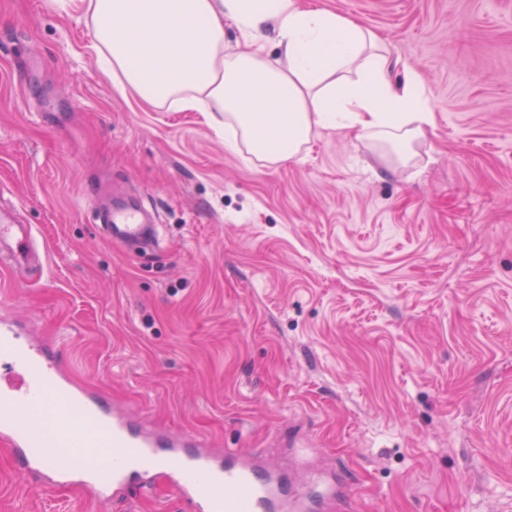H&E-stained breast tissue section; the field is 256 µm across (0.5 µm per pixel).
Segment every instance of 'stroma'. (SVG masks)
<instances>
[{"label": "stroma", "instance_id": "35a3bbf8", "mask_svg": "<svg viewBox=\"0 0 512 512\" xmlns=\"http://www.w3.org/2000/svg\"><path fill=\"white\" fill-rule=\"evenodd\" d=\"M421 76L415 165L317 131L300 160L232 152L206 113L118 92L85 0H0V320L149 429L333 467L354 512H512V0H311ZM153 210L149 251L96 221L95 180ZM0 512H189L26 481ZM0 240H6L9 236L12 250V261L15 265H24L32 260V230L26 224H15L14 216L5 211H0Z\"/></svg>", "mask_w": 512, "mask_h": 512}]
</instances>
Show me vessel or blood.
Wrapping results in <instances>:
<instances>
[{"label":"vessel or blood","instance_id":"b4317fda","mask_svg":"<svg viewBox=\"0 0 512 512\" xmlns=\"http://www.w3.org/2000/svg\"><path fill=\"white\" fill-rule=\"evenodd\" d=\"M142 206L122 201L102 215L113 241L141 238ZM10 242L14 264L33 257L32 230L0 211V240ZM0 446L13 449L23 474L41 487L76 483L74 462L104 468L108 479L91 481L97 498L122 497L134 484L165 481L191 512H350L343 476L320 475L308 487L284 466L259 453L207 448L198 438L152 433L135 426L103 394L64 379L45 348L17 325L0 323Z\"/></svg>","mask_w":512,"mask_h":512}]
</instances>
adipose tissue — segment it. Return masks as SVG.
I'll return each instance as SVG.
<instances>
[{
    "instance_id": "obj_1",
    "label": "adipose tissue",
    "mask_w": 512,
    "mask_h": 512,
    "mask_svg": "<svg viewBox=\"0 0 512 512\" xmlns=\"http://www.w3.org/2000/svg\"><path fill=\"white\" fill-rule=\"evenodd\" d=\"M86 13L119 90L208 112L267 166L299 158L316 128L385 145L406 166L434 121L417 72L391 82L376 32L301 0H87Z\"/></svg>"
}]
</instances>
